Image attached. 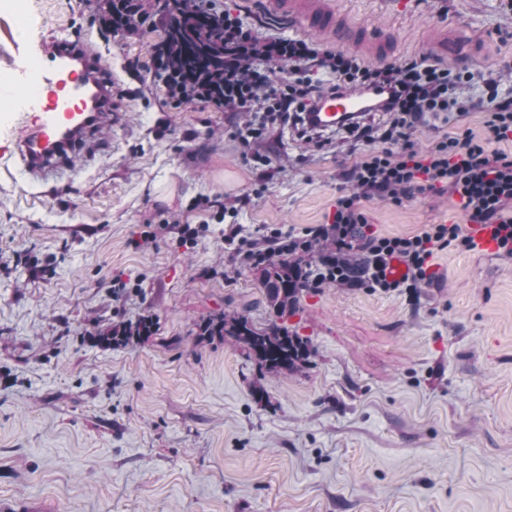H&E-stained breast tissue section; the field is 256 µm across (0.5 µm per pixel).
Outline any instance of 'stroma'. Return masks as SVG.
<instances>
[{"mask_svg":"<svg viewBox=\"0 0 512 512\" xmlns=\"http://www.w3.org/2000/svg\"><path fill=\"white\" fill-rule=\"evenodd\" d=\"M385 36L387 57H431L512 81L507 0H338ZM267 35L291 37L262 0H217ZM107 0H24L29 56L57 28L87 34L112 72L108 155L78 154L42 195L0 180V512H512V257L448 248L414 299L368 288L305 289L289 329L305 367L273 374L232 342H198L227 311L265 327L259 271L239 266L219 218L241 238L276 226L300 236L331 222L337 144L277 130L253 167L244 119L209 103L167 105L154 76L163 19L135 0L136 32L99 23ZM457 197L361 202L373 231L412 236L463 224ZM171 227L142 238L160 218ZM200 230L181 240L176 223ZM124 283L114 296V282ZM154 317L145 342L104 348L93 332ZM263 386L256 400L254 386Z\"/></svg>","mask_w":512,"mask_h":512,"instance_id":"1","label":"stroma"}]
</instances>
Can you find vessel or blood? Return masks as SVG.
I'll return each mask as SVG.
<instances>
[{
  "label": "vessel or blood",
  "mask_w": 512,
  "mask_h": 512,
  "mask_svg": "<svg viewBox=\"0 0 512 512\" xmlns=\"http://www.w3.org/2000/svg\"><path fill=\"white\" fill-rule=\"evenodd\" d=\"M264 5L303 35H361L335 0H264ZM85 41V35L60 30L42 38L15 67L7 93L18 100V117L9 130L0 172L13 166L27 181L50 184L76 153L99 143L101 131L111 126L112 72L87 52ZM370 104L364 92L328 95L308 118L333 132L358 120Z\"/></svg>",
  "instance_id": "b4317fda"
}]
</instances>
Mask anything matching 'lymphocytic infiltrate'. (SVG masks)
<instances>
[{"mask_svg":"<svg viewBox=\"0 0 512 512\" xmlns=\"http://www.w3.org/2000/svg\"><path fill=\"white\" fill-rule=\"evenodd\" d=\"M275 63L287 67L288 80L272 79ZM369 89L380 93L372 104L379 120L359 121L345 132L374 149L343 169L348 189L336 200L332 222L302 237L266 228L263 248L238 250V263L253 265L272 256L307 254L314 242L324 240L330 248L308 276L311 287L350 285L348 258L362 251L369 259L363 286L414 294L430 283L429 260L435 252L447 247L473 250V237L458 224H434L410 237L370 233L360 201L378 197L400 204L442 191L458 197V207L469 221L492 227L499 252L511 256L512 157L498 145L512 141V90L503 87L497 71L454 70L423 57L371 68L343 50L326 49L304 38L257 35L241 17L228 13L223 97L212 100L203 92L184 96L165 85L160 91L175 109L210 100L224 111L247 113L236 135L250 150L251 160L265 166L269 159L256 147L274 129L290 126L306 142H317V134L303 120L310 106L330 92ZM476 109L487 112L480 137L463 126L465 117ZM440 117L454 118L455 131L438 136L427 151H419L416 132L429 119ZM395 259L406 272L391 279L386 271Z\"/></svg>","mask_w":512,"mask_h":512,"instance_id":"1","label":"lymphocytic infiltrate"}]
</instances>
